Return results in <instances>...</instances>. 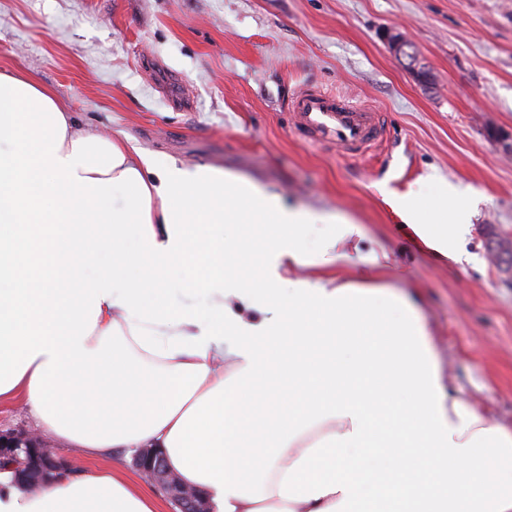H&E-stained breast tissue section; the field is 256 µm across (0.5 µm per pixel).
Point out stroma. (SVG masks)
<instances>
[{"label": "stroma", "mask_w": 512, "mask_h": 512, "mask_svg": "<svg viewBox=\"0 0 512 512\" xmlns=\"http://www.w3.org/2000/svg\"><path fill=\"white\" fill-rule=\"evenodd\" d=\"M410 44L417 80L388 34ZM32 75L83 126L177 166H212L287 204L364 225L409 269L451 388L512 426V0H0V72ZM307 84L385 112L365 158L302 142ZM449 182L469 200L460 262L414 248L387 194Z\"/></svg>", "instance_id": "stroma-1"}]
</instances>
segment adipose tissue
I'll return each mask as SVG.
<instances>
[{
  "mask_svg": "<svg viewBox=\"0 0 512 512\" xmlns=\"http://www.w3.org/2000/svg\"><path fill=\"white\" fill-rule=\"evenodd\" d=\"M391 205L459 261L454 186ZM392 265L364 225L79 128L0 73V402L106 463L36 493L2 471L0 512H161L120 448L161 449L210 512H512V429L447 387Z\"/></svg>",
  "mask_w": 512,
  "mask_h": 512,
  "instance_id": "obj_1",
  "label": "adipose tissue"
}]
</instances>
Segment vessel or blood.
Returning <instances> with one entry per match:
<instances>
[{"label":"vessel or blood","mask_w":512,"mask_h":512,"mask_svg":"<svg viewBox=\"0 0 512 512\" xmlns=\"http://www.w3.org/2000/svg\"><path fill=\"white\" fill-rule=\"evenodd\" d=\"M294 130L306 143L363 157L387 135L383 112L319 86L299 89L290 104Z\"/></svg>","instance_id":"b4317fda"}]
</instances>
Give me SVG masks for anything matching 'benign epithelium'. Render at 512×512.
Returning <instances> with one entry per match:
<instances>
[{"mask_svg": "<svg viewBox=\"0 0 512 512\" xmlns=\"http://www.w3.org/2000/svg\"><path fill=\"white\" fill-rule=\"evenodd\" d=\"M0 461L28 469L33 475L32 487L42 490L71 466L59 458L53 449L34 435L0 432ZM134 465L143 478L162 490L173 505V512H210L201 493L184 486L165 464L161 450L140 448Z\"/></svg>", "mask_w": 512, "mask_h": 512, "instance_id": "obj_1", "label": "benign epithelium"}]
</instances>
